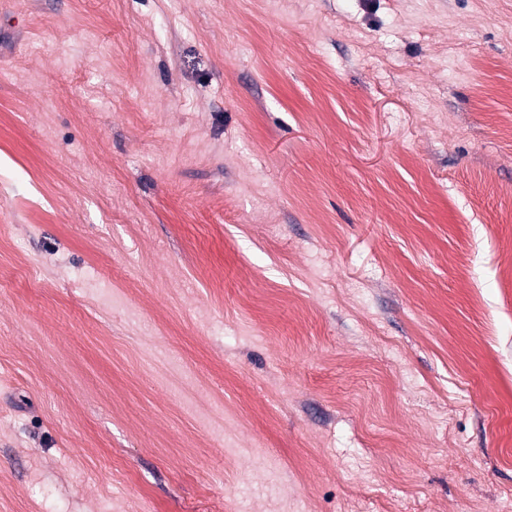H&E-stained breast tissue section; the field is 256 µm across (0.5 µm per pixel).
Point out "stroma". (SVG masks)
Returning <instances> with one entry per match:
<instances>
[{
	"instance_id": "35a3bbf8",
	"label": "stroma",
	"mask_w": 512,
	"mask_h": 512,
	"mask_svg": "<svg viewBox=\"0 0 512 512\" xmlns=\"http://www.w3.org/2000/svg\"><path fill=\"white\" fill-rule=\"evenodd\" d=\"M512 512V0H0V512Z\"/></svg>"
}]
</instances>
